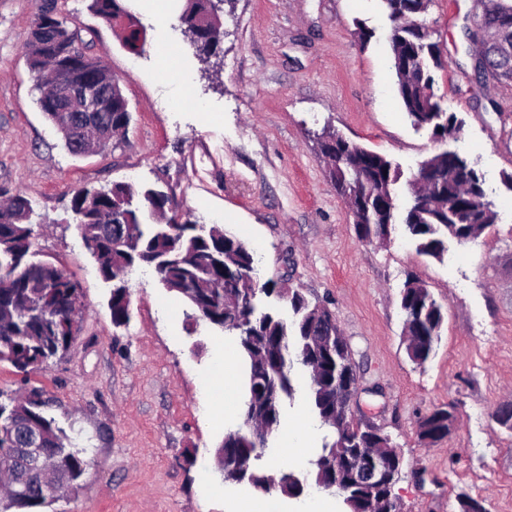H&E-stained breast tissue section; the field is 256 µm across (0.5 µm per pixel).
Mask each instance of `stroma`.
Returning <instances> with one entry per match:
<instances>
[{"label":"stroma","mask_w":512,"mask_h":512,"mask_svg":"<svg viewBox=\"0 0 512 512\" xmlns=\"http://www.w3.org/2000/svg\"><path fill=\"white\" fill-rule=\"evenodd\" d=\"M135 10L141 53L89 0H58L91 55L111 69L132 121L104 153L73 158L40 112L25 56L37 0H0V183L33 201L40 258L82 286L69 351L29 375L0 364V401L38 389L44 413L88 461L75 496L51 512H224L225 498L261 503L249 485L212 473L214 452L240 423L224 413L215 372L224 334L190 324L186 307L147 267L129 277L131 318L118 326L111 288L80 240L74 189L123 181L171 192L183 218L221 224L253 250L260 280H286L334 314L360 378L356 418L400 449L402 512H458L456 495L512 512V432L493 413L512 402V83H479L464 38L474 0H432L424 21L444 67L435 93L461 130L437 142L401 111L390 68L393 23L383 0H228L218 76L205 74L178 20L181 4ZM388 156L407 181L440 149L482 175L498 218L478 239L419 253L404 230L361 240L320 161L324 127ZM417 278L445 319L430 358L406 353L400 293ZM455 405L448 437L425 445L420 420Z\"/></svg>","instance_id":"35a3bbf8"}]
</instances>
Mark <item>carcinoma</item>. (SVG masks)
<instances>
[{"label": "carcinoma", "instance_id": "cac0c4a2", "mask_svg": "<svg viewBox=\"0 0 512 512\" xmlns=\"http://www.w3.org/2000/svg\"><path fill=\"white\" fill-rule=\"evenodd\" d=\"M224 0H186L181 14L185 33L193 36L199 61L209 62L219 55L223 37L220 13ZM395 23L391 36V66L397 77L400 104L417 127H430L438 137L455 136L461 126L456 115L446 112L435 98L434 71L442 68L438 43L431 41L425 23L409 25L408 17L426 14L432 0H384ZM481 11L477 18L499 26V42L482 47L472 57L476 77L493 83L512 82V2L477 0ZM90 11L108 23H124L125 45L135 51L144 41V33L134 24L123 0H91ZM26 58L39 88L49 68L41 47L38 30L56 32L66 48L58 51L64 61L84 54L81 32L73 31L68 19L57 10V0H39ZM48 92L40 93L37 105L58 134L64 150L73 157L83 153L77 148L80 133L66 129L59 113L47 104ZM127 99L119 83L99 102L93 116L110 128L100 151L112 144V135L126 131L132 119ZM319 140L325 157L331 161L326 173L338 194L348 198L360 239L391 236L401 224L417 250L440 259L448 242H461L473 226L485 231L497 220L495 204L488 200L482 176L460 156L455 165L448 155L436 153L421 167L436 169L438 180L427 188L424 201L409 198L405 215L399 214L395 185L401 178L399 168L387 156L349 141L329 127ZM71 211L76 230L97 262L101 277L112 283L109 301L112 321L124 325L130 319L128 276L138 267L152 269L168 291L189 307L187 319L204 322L222 330L234 340L236 356L243 368V403L249 407L262 402L259 417L269 426L266 437L258 440L244 426L227 432L232 447L247 463L255 489L287 498H299L307 485L293 472L280 470L261 473L254 461L268 447L271 430L279 425L281 403L294 394L288 367L289 348H281L282 339L292 340L299 363L311 367L316 379L308 383L309 401L322 425L331 428L332 437L324 441L321 453L311 461L315 475L330 456L342 458L370 427L352 418L338 426L331 415L339 412L336 392L340 380L349 373L351 352L331 353L326 346L310 340L311 322L316 312L297 291L283 284L261 281L257 276L254 252L244 240L218 225L208 226L182 220L173 197L154 188L136 189L126 182L108 187H80L73 191ZM32 200L23 192L0 184V363L30 373L42 369L49 360L64 355L78 330L82 290L62 268L50 261L35 259V230ZM403 323L417 329V343L407 350L410 359L424 363L433 351L444 322V312L429 290L409 280L401 294ZM40 400L10 399L0 402V472L11 471L24 463L21 449L29 445L27 431L41 430L55 443L61 464L63 486L39 485L31 477L25 482H7L0 499V512L16 508L21 512H45L58 500L62 490L76 494L78 480L87 465L83 450L66 446L68 436L46 417ZM434 410L419 422L420 437L433 436L439 430ZM336 484L321 489L334 492L344 512L365 508L361 494L346 487L341 476ZM459 512H487L484 500L466 493L457 494Z\"/></svg>", "mask_w": 512, "mask_h": 512}]
</instances>
